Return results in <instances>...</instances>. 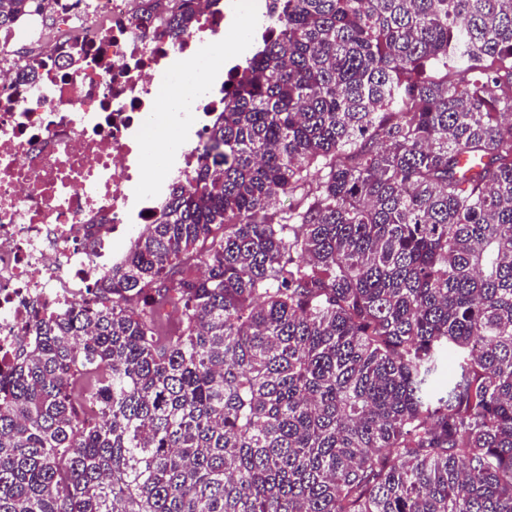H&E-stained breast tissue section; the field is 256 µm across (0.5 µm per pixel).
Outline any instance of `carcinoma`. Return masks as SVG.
I'll return each instance as SVG.
<instances>
[{
	"instance_id": "cac0c4a2",
	"label": "carcinoma",
	"mask_w": 512,
	"mask_h": 512,
	"mask_svg": "<svg viewBox=\"0 0 512 512\" xmlns=\"http://www.w3.org/2000/svg\"><path fill=\"white\" fill-rule=\"evenodd\" d=\"M266 28L188 184L0 375V512H512V0Z\"/></svg>"
}]
</instances>
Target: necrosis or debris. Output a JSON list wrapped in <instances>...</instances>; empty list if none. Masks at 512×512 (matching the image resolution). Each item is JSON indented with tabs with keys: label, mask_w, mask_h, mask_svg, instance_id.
Here are the masks:
<instances>
[{
	"label": "necrosis or debris",
	"mask_w": 512,
	"mask_h": 512,
	"mask_svg": "<svg viewBox=\"0 0 512 512\" xmlns=\"http://www.w3.org/2000/svg\"><path fill=\"white\" fill-rule=\"evenodd\" d=\"M140 0H56V34L41 48L32 19L0 41V367L26 352L37 320L85 302L93 282L150 224L169 189L200 164L209 38L242 19L270 18L276 0H201L180 39L139 21ZM185 87L190 140L168 136V102Z\"/></svg>",
	"instance_id": "obj_1"
}]
</instances>
